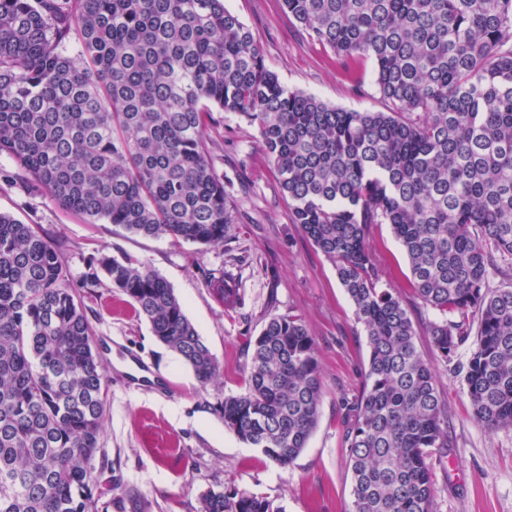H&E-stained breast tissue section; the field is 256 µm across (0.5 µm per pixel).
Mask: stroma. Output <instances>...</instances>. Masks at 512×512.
I'll return each mask as SVG.
<instances>
[{"label": "stroma", "instance_id": "stroma-1", "mask_svg": "<svg viewBox=\"0 0 512 512\" xmlns=\"http://www.w3.org/2000/svg\"><path fill=\"white\" fill-rule=\"evenodd\" d=\"M265 49L266 63L284 85L350 111L381 109L371 61L356 77L326 53L282 9L280 0H225ZM214 167L236 211L223 244L202 247L145 238L120 227L87 223L59 209L44 193L26 195L0 182V212L61 236L73 277L92 257L129 256L149 264L173 288L188 318L216 357L221 376L200 388L193 373L160 344L130 300L107 287L83 293L105 371L107 417L101 446L123 493L143 512H199L207 491L257 492L283 512H346L351 502L342 436L343 397L363 388L369 348L334 264L292 224L256 127L236 114L207 122ZM367 244L379 285L396 289L418 331L416 344L434 362L448 415V445L433 449L436 512H512V426L487 430L473 420L462 374L438 363L426 333L436 311L415 296L405 253L386 224L371 225ZM233 272L241 305L224 307L208 286L210 273ZM294 313L316 340L323 398L318 425L288 467L265 457L225 430L214 407L247 384V341L269 317ZM138 355L177 389L168 395L127 386L130 355Z\"/></svg>", "mask_w": 512, "mask_h": 512}]
</instances>
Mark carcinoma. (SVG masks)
<instances>
[{
	"mask_svg": "<svg viewBox=\"0 0 512 512\" xmlns=\"http://www.w3.org/2000/svg\"><path fill=\"white\" fill-rule=\"evenodd\" d=\"M322 48L369 59L383 111L286 87L224 0H0V181L91 222L210 246L235 223L205 117L258 129L291 221L336 266L365 330L362 393L342 399L348 512H434L430 454L448 416L402 298L378 286L369 226L389 224L428 336L459 366L473 418L512 426V0H282ZM79 59L68 55L72 41ZM229 272L208 285L241 304ZM127 296L205 388L220 366L173 289L145 262L102 254L80 280L59 239L0 213V512L125 508L101 482L107 397L80 292ZM248 386L217 402L224 428L286 467L317 427V346L302 319L249 340ZM200 512H283L237 488Z\"/></svg>",
	"mask_w": 512,
	"mask_h": 512,
	"instance_id": "carcinoma-1",
	"label": "carcinoma"
}]
</instances>
